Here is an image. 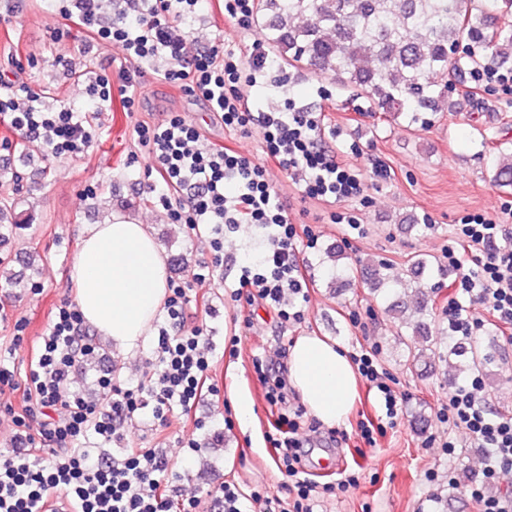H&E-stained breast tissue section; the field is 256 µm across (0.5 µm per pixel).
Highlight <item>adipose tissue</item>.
I'll use <instances>...</instances> for the list:
<instances>
[{"instance_id":"1","label":"adipose tissue","mask_w":512,"mask_h":512,"mask_svg":"<svg viewBox=\"0 0 512 512\" xmlns=\"http://www.w3.org/2000/svg\"><path fill=\"white\" fill-rule=\"evenodd\" d=\"M70 281L85 324L130 352L147 340L163 308L168 264L146 225L115 214L87 230ZM288 380L326 426L344 424L355 405V367L329 338L302 336L294 342Z\"/></svg>"}]
</instances>
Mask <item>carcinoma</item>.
I'll return each instance as SVG.
<instances>
[{"label": "carcinoma", "mask_w": 512, "mask_h": 512, "mask_svg": "<svg viewBox=\"0 0 512 512\" xmlns=\"http://www.w3.org/2000/svg\"><path fill=\"white\" fill-rule=\"evenodd\" d=\"M256 14L281 62L359 87L386 115L411 124L423 112L440 111L449 82H462L466 70L512 62V0H257ZM508 143L494 146L493 181L503 189L512 188V163L501 162ZM17 205L14 198L0 203V228L31 224ZM385 269L383 263L341 267L336 278L356 281L372 295L385 287V311L395 314L405 283L392 281ZM23 276L11 261L0 260L1 289ZM419 314L413 332L439 349L428 302H421ZM448 357L465 376L493 363V356L466 336L448 346Z\"/></svg>", "instance_id": "1"}]
</instances>
